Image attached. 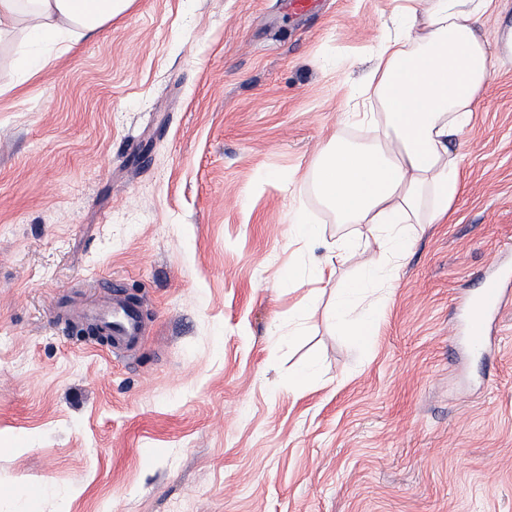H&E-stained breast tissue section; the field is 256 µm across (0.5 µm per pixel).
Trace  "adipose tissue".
<instances>
[{
    "mask_svg": "<svg viewBox=\"0 0 512 512\" xmlns=\"http://www.w3.org/2000/svg\"><path fill=\"white\" fill-rule=\"evenodd\" d=\"M133 0H0V30L27 20L32 37L72 43L96 35ZM495 0H403V33L383 41L368 85L378 111L354 110L372 137L334 135L313 183L340 224H364L399 262L416 225L443 224L462 190L455 141L492 79L483 30Z\"/></svg>",
    "mask_w": 512,
    "mask_h": 512,
    "instance_id": "adipose-tissue-1",
    "label": "adipose tissue"
}]
</instances>
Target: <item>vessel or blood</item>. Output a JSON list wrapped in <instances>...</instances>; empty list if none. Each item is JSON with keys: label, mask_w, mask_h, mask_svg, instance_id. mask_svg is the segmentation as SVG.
<instances>
[{"label": "vessel or blood", "mask_w": 512, "mask_h": 512, "mask_svg": "<svg viewBox=\"0 0 512 512\" xmlns=\"http://www.w3.org/2000/svg\"><path fill=\"white\" fill-rule=\"evenodd\" d=\"M511 280L512 271L503 268L499 259H491L481 278L479 293L468 307L467 321L459 336L461 343L478 350L488 346V321L501 313L505 305V287ZM105 297V306L91 309L90 315L111 334L113 351L131 350L142 337L138 309L121 286L110 285L105 290Z\"/></svg>", "instance_id": "obj_1"}]
</instances>
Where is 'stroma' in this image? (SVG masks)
<instances>
[{
	"label": "stroma",
	"mask_w": 512,
	"mask_h": 512,
	"mask_svg": "<svg viewBox=\"0 0 512 512\" xmlns=\"http://www.w3.org/2000/svg\"><path fill=\"white\" fill-rule=\"evenodd\" d=\"M395 6L134 0L34 75L43 46L0 38V512H512V296L490 357L448 350L512 262V59L460 138L451 223L417 225L371 336L332 318L386 243L311 174L359 139L344 112ZM352 236L367 252L307 304ZM113 279L144 323L122 356L71 334ZM362 250L363 252L367 249V241H362L361 238L344 240L336 243V248L330 249L325 255L323 260L316 267V274L319 279H323L327 270L332 271L336 268L345 257V255L351 251Z\"/></svg>",
	"instance_id": "stroma-1"
}]
</instances>
